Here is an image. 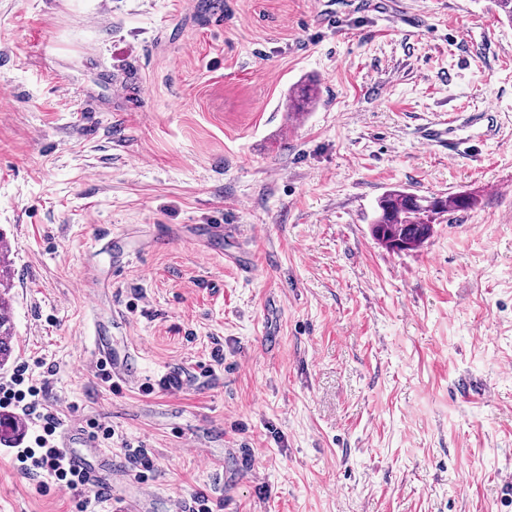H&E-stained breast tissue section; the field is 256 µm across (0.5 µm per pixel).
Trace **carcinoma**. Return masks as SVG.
<instances>
[{"label":"carcinoma","instance_id":"carcinoma-1","mask_svg":"<svg viewBox=\"0 0 512 512\" xmlns=\"http://www.w3.org/2000/svg\"><path fill=\"white\" fill-rule=\"evenodd\" d=\"M477 204L475 195L466 192L450 196L422 197L401 190H392L378 200L377 213L370 226L372 237L387 249L412 251L429 240L434 227L450 212L467 211ZM11 299L0 292V368L12 357L11 339L14 336ZM20 436L15 418L0 410V445L11 444Z\"/></svg>","mask_w":512,"mask_h":512}]
</instances>
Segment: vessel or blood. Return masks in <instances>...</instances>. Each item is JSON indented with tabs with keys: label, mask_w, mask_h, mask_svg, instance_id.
<instances>
[{
	"label": "vessel or blood",
	"mask_w": 512,
	"mask_h": 512,
	"mask_svg": "<svg viewBox=\"0 0 512 512\" xmlns=\"http://www.w3.org/2000/svg\"><path fill=\"white\" fill-rule=\"evenodd\" d=\"M93 341L96 362L106 365L113 377L121 380L132 377V366L127 360L117 358L108 337L97 333ZM58 445L68 451L72 467L85 472L91 483L102 488H111L115 472L126 469L125 462L118 460L111 451L101 448L89 430L77 420L62 421Z\"/></svg>",
	"instance_id": "vessel-or-blood-1"
}]
</instances>
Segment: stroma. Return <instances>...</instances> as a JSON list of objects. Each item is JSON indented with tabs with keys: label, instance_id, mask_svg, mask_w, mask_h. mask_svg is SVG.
I'll use <instances>...</instances> for the list:
<instances>
[{
	"label": "stroma",
	"instance_id": "35a3bbf8",
	"mask_svg": "<svg viewBox=\"0 0 512 512\" xmlns=\"http://www.w3.org/2000/svg\"><path fill=\"white\" fill-rule=\"evenodd\" d=\"M441 118L460 156L423 143ZM506 181L495 0H0L15 361L155 463L92 512L147 490L149 512L202 492L224 512H512ZM398 188L479 204L392 252L369 224ZM194 224L223 226L218 251ZM96 322L138 372L117 393ZM173 371L183 388L157 389ZM71 510L0 445V512Z\"/></svg>",
	"mask_w": 512,
	"mask_h": 512
}]
</instances>
